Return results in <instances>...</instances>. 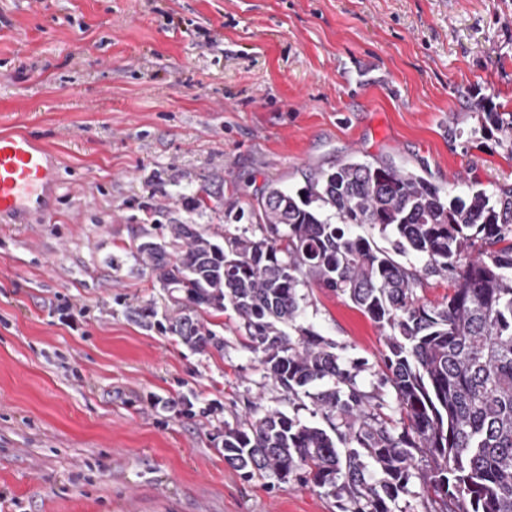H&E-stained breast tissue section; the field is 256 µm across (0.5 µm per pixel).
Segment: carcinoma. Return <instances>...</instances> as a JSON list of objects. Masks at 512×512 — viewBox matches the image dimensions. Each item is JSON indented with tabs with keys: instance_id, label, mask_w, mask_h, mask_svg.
<instances>
[{
	"instance_id": "cac0c4a2",
	"label": "carcinoma",
	"mask_w": 512,
	"mask_h": 512,
	"mask_svg": "<svg viewBox=\"0 0 512 512\" xmlns=\"http://www.w3.org/2000/svg\"><path fill=\"white\" fill-rule=\"evenodd\" d=\"M493 131L512 153V111L485 113L480 132ZM244 219L262 237L224 234ZM153 228L160 235L141 228L133 257L172 306L161 320L151 306L131 316L204 351L224 339L198 311L232 309L267 375L321 419L271 409L224 425V462L243 480L293 481L339 512H394L417 477L431 512H512V188L453 195L392 161L350 159L292 191L268 182L222 224ZM410 253L422 264L396 260ZM432 277L448 283L435 305L417 295ZM312 286L382 330L393 414L359 382L366 362H344L300 324L299 289ZM418 456L431 462L421 476Z\"/></svg>"
}]
</instances>
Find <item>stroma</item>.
Listing matches in <instances>:
<instances>
[{"label":"stroma","instance_id":"35a3bbf8","mask_svg":"<svg viewBox=\"0 0 512 512\" xmlns=\"http://www.w3.org/2000/svg\"><path fill=\"white\" fill-rule=\"evenodd\" d=\"M490 106L512 109V0H0V135L38 138L60 173L53 219L0 229V512H337L225 463V424L313 416L233 311H201L224 339L205 352L128 317L169 305L134 235L159 207L237 233L225 208L351 156L510 188ZM304 294L302 324L379 385L377 324Z\"/></svg>","mask_w":512,"mask_h":512}]
</instances>
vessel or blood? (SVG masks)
<instances>
[{"instance_id": "obj_1", "label": "vessel or blood", "mask_w": 512, "mask_h": 512, "mask_svg": "<svg viewBox=\"0 0 512 512\" xmlns=\"http://www.w3.org/2000/svg\"><path fill=\"white\" fill-rule=\"evenodd\" d=\"M59 184L53 153L26 134L0 136V221L48 217Z\"/></svg>"}]
</instances>
